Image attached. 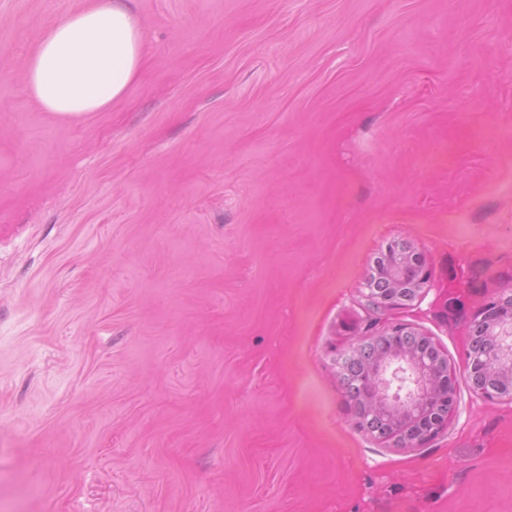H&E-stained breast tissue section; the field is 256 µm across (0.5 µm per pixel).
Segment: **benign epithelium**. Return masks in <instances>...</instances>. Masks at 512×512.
Instances as JSON below:
<instances>
[{
  "label": "benign epithelium",
  "instance_id": "obj_1",
  "mask_svg": "<svg viewBox=\"0 0 512 512\" xmlns=\"http://www.w3.org/2000/svg\"><path fill=\"white\" fill-rule=\"evenodd\" d=\"M379 259L393 290L386 296L368 292L369 301L384 309H397L408 302L401 289L410 286L421 292L429 282L426 261L422 254L409 248L402 250L397 241L389 242ZM483 309L498 314L494 359L499 374L512 383V307L499 308L498 299H488ZM418 332L402 323L391 325L384 334L389 349L378 355L369 368L366 402L393 425L395 445L416 448L425 444L448 423L431 410L435 401H455V379L448 364L432 365L414 348L411 337Z\"/></svg>",
  "mask_w": 512,
  "mask_h": 512
}]
</instances>
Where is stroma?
I'll return each instance as SVG.
<instances>
[{
  "mask_svg": "<svg viewBox=\"0 0 512 512\" xmlns=\"http://www.w3.org/2000/svg\"><path fill=\"white\" fill-rule=\"evenodd\" d=\"M86 0H0V512H512V401L465 372L512 290V0H128L145 67L25 88ZM430 286L393 310L386 244ZM405 323L455 371L417 448L340 359Z\"/></svg>",
  "mask_w": 512,
  "mask_h": 512,
  "instance_id": "stroma-1",
  "label": "stroma"
}]
</instances>
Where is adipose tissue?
Wrapping results in <instances>:
<instances>
[{
	"mask_svg": "<svg viewBox=\"0 0 512 512\" xmlns=\"http://www.w3.org/2000/svg\"><path fill=\"white\" fill-rule=\"evenodd\" d=\"M143 53L127 0H90L45 28L27 62L26 89L41 109L65 119L101 112L138 76Z\"/></svg>",
	"mask_w": 512,
	"mask_h": 512,
	"instance_id": "ef3b65f1",
	"label": "adipose tissue"
}]
</instances>
